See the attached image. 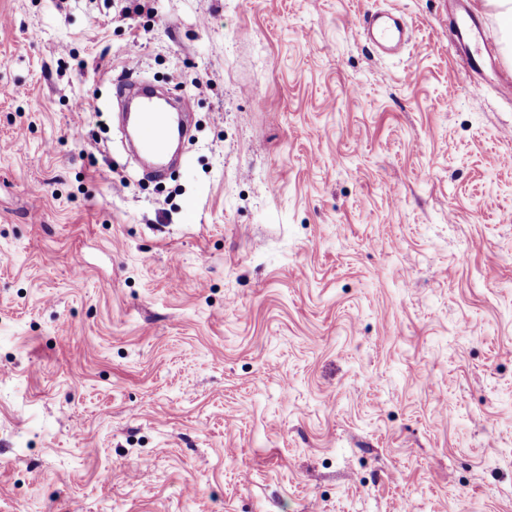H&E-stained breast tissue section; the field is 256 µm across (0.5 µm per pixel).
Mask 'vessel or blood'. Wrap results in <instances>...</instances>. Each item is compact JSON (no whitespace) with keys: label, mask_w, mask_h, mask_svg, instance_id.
<instances>
[{"label":"vessel or blood","mask_w":512,"mask_h":512,"mask_svg":"<svg viewBox=\"0 0 512 512\" xmlns=\"http://www.w3.org/2000/svg\"><path fill=\"white\" fill-rule=\"evenodd\" d=\"M451 20L456 28L457 49L462 50L468 69L475 75H491L501 90L512 92V69L502 65L491 53L472 48L471 43L482 26L475 16L469 0H455ZM377 53L391 57L401 54L410 41V30L399 12L386 9L366 16L356 25ZM118 96L124 97L132 112V134L135 150L151 160L152 169L164 166V159L171 137L180 133L186 123L185 114L176 112L167 99L148 87L122 85Z\"/></svg>","instance_id":"obj_1"}]
</instances>
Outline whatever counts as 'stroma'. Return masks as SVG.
Instances as JSON below:
<instances>
[{
  "instance_id": "stroma-1",
  "label": "stroma",
  "mask_w": 512,
  "mask_h": 512,
  "mask_svg": "<svg viewBox=\"0 0 512 512\" xmlns=\"http://www.w3.org/2000/svg\"><path fill=\"white\" fill-rule=\"evenodd\" d=\"M126 5L0 0V512H512V94L451 0ZM136 80L193 110L156 182ZM455 9L451 15V21L456 28V49L462 50L466 58L468 69L471 74L485 76L491 73L495 85L501 90L511 94L512 92V69L502 65L498 58L489 52H482L478 47V43L473 45L476 47L473 52L469 46L472 45L473 39L477 34L482 35V26L475 16L469 0H454ZM356 28L357 33L382 56L401 54L410 41V30L405 18L392 9L369 14L358 21Z\"/></svg>"
}]
</instances>
